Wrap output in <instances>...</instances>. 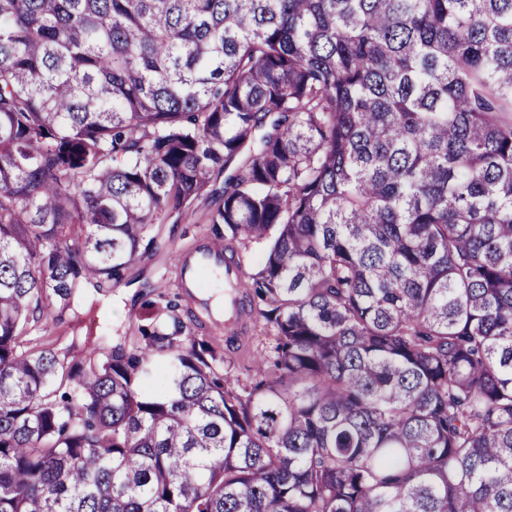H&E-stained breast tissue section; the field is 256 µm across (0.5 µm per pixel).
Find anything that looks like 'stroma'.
Here are the masks:
<instances>
[{"label": "stroma", "mask_w": 512, "mask_h": 512, "mask_svg": "<svg viewBox=\"0 0 512 512\" xmlns=\"http://www.w3.org/2000/svg\"><path fill=\"white\" fill-rule=\"evenodd\" d=\"M222 194L199 198L192 212L180 223L158 221L152 227L155 249L127 265L116 280L80 288L60 316L50 317L28 327V346L50 347L67 360H90L93 349L111 350L116 344L132 341L149 313L143 296V283H151L179 305L178 313L191 322L197 336L207 337L217 350H229L235 377L245 378L248 363L268 343L262 323L245 319L234 340H227L224 317L206 314L197 294L181 285L180 259L208 242H216L210 219L222 206Z\"/></svg>", "instance_id": "stroma-1"}]
</instances>
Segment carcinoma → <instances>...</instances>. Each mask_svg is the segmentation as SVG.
<instances>
[{
	"instance_id": "carcinoma-1",
	"label": "carcinoma",
	"mask_w": 512,
	"mask_h": 512,
	"mask_svg": "<svg viewBox=\"0 0 512 512\" xmlns=\"http://www.w3.org/2000/svg\"><path fill=\"white\" fill-rule=\"evenodd\" d=\"M220 175L244 383L24 348ZM0 512H512V0H0ZM234 343L230 346L232 357L230 370L235 378L242 382L246 379V372L243 370V364L248 365V361L259 352L264 351L268 343L266 330L260 321L254 318L246 317L244 324L239 325L238 335L234 336ZM234 367L236 368H233Z\"/></svg>"
}]
</instances>
